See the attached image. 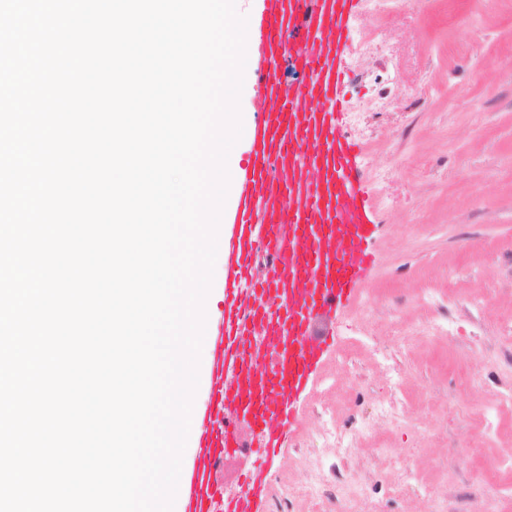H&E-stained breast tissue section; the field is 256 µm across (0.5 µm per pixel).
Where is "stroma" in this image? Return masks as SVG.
Masks as SVG:
<instances>
[{"label":"stroma","instance_id":"stroma-1","mask_svg":"<svg viewBox=\"0 0 512 512\" xmlns=\"http://www.w3.org/2000/svg\"><path fill=\"white\" fill-rule=\"evenodd\" d=\"M343 65L374 258L260 512H512V0H357Z\"/></svg>","mask_w":512,"mask_h":512}]
</instances>
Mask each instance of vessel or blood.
Returning a JSON list of instances; mask_svg holds the SVG:
<instances>
[{"instance_id": "b4317fda", "label": "vessel or blood", "mask_w": 512, "mask_h": 512, "mask_svg": "<svg viewBox=\"0 0 512 512\" xmlns=\"http://www.w3.org/2000/svg\"><path fill=\"white\" fill-rule=\"evenodd\" d=\"M353 0H262L249 18V77L257 86L251 149L235 166V203L215 268L223 298L208 329L206 401L194 417L195 454L182 466L176 512H253L268 468L288 442L297 406L328 344L314 330L349 295L374 235L356 189L349 138L336 126ZM293 61L303 79L284 80ZM252 422L246 495L224 497V455L239 420Z\"/></svg>"}]
</instances>
